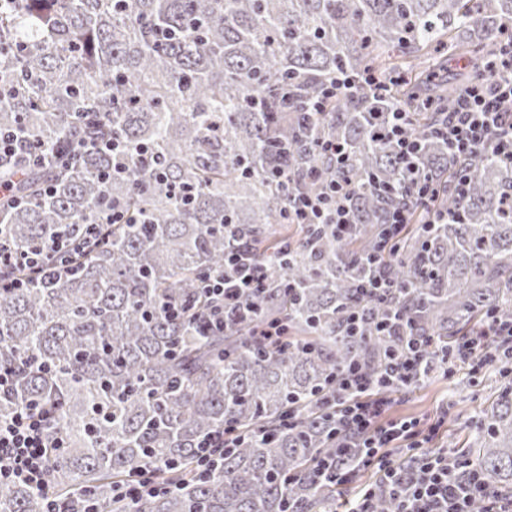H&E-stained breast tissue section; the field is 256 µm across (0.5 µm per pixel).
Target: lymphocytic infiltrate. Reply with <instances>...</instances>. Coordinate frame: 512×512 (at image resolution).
<instances>
[{"instance_id": "1", "label": "lymphocytic infiltrate", "mask_w": 512, "mask_h": 512, "mask_svg": "<svg viewBox=\"0 0 512 512\" xmlns=\"http://www.w3.org/2000/svg\"><path fill=\"white\" fill-rule=\"evenodd\" d=\"M488 66L496 75L495 81H474L434 129L436 137L447 145L449 155L463 162L487 150L500 160L512 162V39L501 42ZM376 134L395 148L402 163L409 165L416 159L420 144L410 132L408 112L398 109L386 113L376 123ZM319 149L341 174L326 181L317 193L299 191L291 195L287 219L292 224H327L337 237L344 238L352 227L349 202L354 186L346 172L349 152L333 139L322 140ZM77 150L108 155L113 144L108 138H88L45 153L34 151L19 133L0 131V158L61 167ZM128 220L124 210L108 207L100 211L96 223L88 225L82 238L60 239L43 250L22 255L0 253V269L21 271L20 276L8 280V287H26L31 275L43 278L74 268L77 257L102 227ZM406 222V207L389 210L383 234L369 256L373 271L359 285L362 296L380 297L390 288L383 255L396 246ZM224 266V271L209 275L201 285L203 298L211 303L202 318L216 327L223 325L231 311L257 297L265 286V265L255 258L231 250L224 256ZM428 346L425 338L409 333L380 375H371L358 363L337 375L333 393L323 402L334 413L336 450L321 459L311 474L312 480L350 489L352 505L348 512H376L378 494L387 490L397 493L398 512H472L476 502L481 504L482 512H512V492L495 488L473 463L448 457L444 452L427 453L439 424L424 427L415 419L388 418L393 401L391 387L410 384L420 377L427 367ZM456 361L475 373L498 364L512 377V319L489 315L478 332L457 343ZM46 430L47 418L37 403L22 404L10 418L0 419V485H26L45 498V512H61L51 498L46 470L51 448ZM402 447L415 452L411 466L405 469L397 456ZM360 467L377 470V486L357 485L356 470Z\"/></svg>"}]
</instances>
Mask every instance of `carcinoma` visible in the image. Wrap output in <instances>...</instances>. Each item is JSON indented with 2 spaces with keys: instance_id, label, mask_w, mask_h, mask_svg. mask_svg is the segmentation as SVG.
<instances>
[{
  "instance_id": "1",
  "label": "carcinoma",
  "mask_w": 512,
  "mask_h": 512,
  "mask_svg": "<svg viewBox=\"0 0 512 512\" xmlns=\"http://www.w3.org/2000/svg\"><path fill=\"white\" fill-rule=\"evenodd\" d=\"M512 24V0H23L0 12V129H22L53 148L110 137L127 169L102 181L108 158L78 152L48 169L0 162V181L23 203L0 204V248L22 253L79 237L104 201L130 213L90 243L76 273L0 288V366L15 371L0 418L39 400L49 412L47 460L58 502L89 498L95 512H335L334 484L312 483L334 453L319 408L330 379L352 361L382 371L400 337L377 331L398 310L437 353L432 379L488 311L512 317V164L468 161L463 198L448 180L461 161L432 133ZM467 60L448 75V57ZM339 70L399 74L389 92L339 94L325 111L304 104ZM403 108L420 142L416 172L375 135L372 114ZM324 138L347 144L352 233L287 223L289 197L313 192L334 163ZM291 179L269 177L276 164ZM437 189V219L410 201L413 179ZM51 192H45L46 187ZM409 204L411 225L384 257L395 288L356 292L365 255L388 210ZM242 249L267 264L246 320L198 327L199 284ZM184 316L166 317L170 302ZM364 333L350 336V313ZM286 336L269 346L256 327ZM295 408L298 420L285 423ZM462 450L499 490L512 489V385L501 382ZM236 425L245 441L202 476L196 450ZM175 491L134 501L115 486L150 463ZM19 484L0 486V512H43Z\"/></svg>"
}]
</instances>
